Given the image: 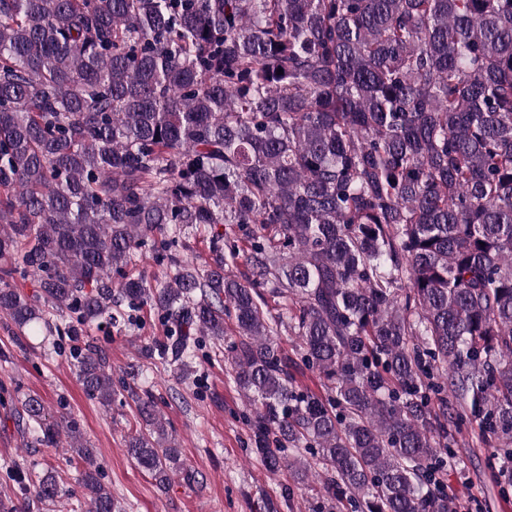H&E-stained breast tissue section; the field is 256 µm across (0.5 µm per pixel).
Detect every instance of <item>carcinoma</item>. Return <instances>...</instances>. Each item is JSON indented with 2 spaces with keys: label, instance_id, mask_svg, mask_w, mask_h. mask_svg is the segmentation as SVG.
<instances>
[{
  "label": "carcinoma",
  "instance_id": "obj_1",
  "mask_svg": "<svg viewBox=\"0 0 512 512\" xmlns=\"http://www.w3.org/2000/svg\"><path fill=\"white\" fill-rule=\"evenodd\" d=\"M201 224L207 259L137 269ZM123 300L183 373L224 339L251 453L327 512H457L455 421L509 495L512 0H0V314L68 338L88 397L130 393L127 453L164 489L184 463L153 395L88 340ZM18 403L32 444L88 464L89 512H117L74 418ZM80 494L27 469L0 512Z\"/></svg>",
  "mask_w": 512,
  "mask_h": 512
}]
</instances>
